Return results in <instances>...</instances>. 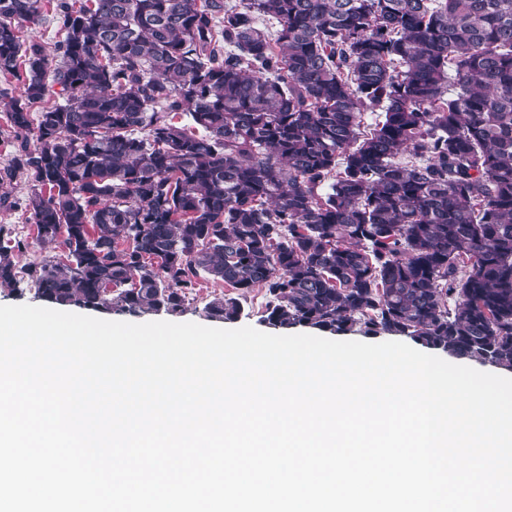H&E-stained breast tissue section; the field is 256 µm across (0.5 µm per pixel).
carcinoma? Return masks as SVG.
<instances>
[{"label":"carcinoma","mask_w":512,"mask_h":512,"mask_svg":"<svg viewBox=\"0 0 512 512\" xmlns=\"http://www.w3.org/2000/svg\"><path fill=\"white\" fill-rule=\"evenodd\" d=\"M0 74L4 176L67 250L19 269L0 226V290L175 315L207 275L211 318L263 288L275 330L512 369V0H0ZM43 18L39 25L23 29L24 38L35 39L45 44H51L59 39L61 25L54 13L50 10L44 14Z\"/></svg>","instance_id":"obj_1"}]
</instances>
